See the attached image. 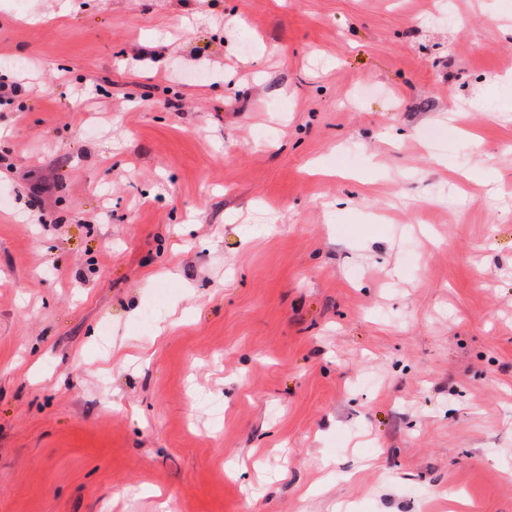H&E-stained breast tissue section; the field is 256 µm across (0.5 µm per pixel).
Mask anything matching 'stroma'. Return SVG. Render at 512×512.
<instances>
[{
  "label": "stroma",
  "mask_w": 512,
  "mask_h": 512,
  "mask_svg": "<svg viewBox=\"0 0 512 512\" xmlns=\"http://www.w3.org/2000/svg\"><path fill=\"white\" fill-rule=\"evenodd\" d=\"M0 512H512V0H0Z\"/></svg>",
  "instance_id": "35a3bbf8"
}]
</instances>
